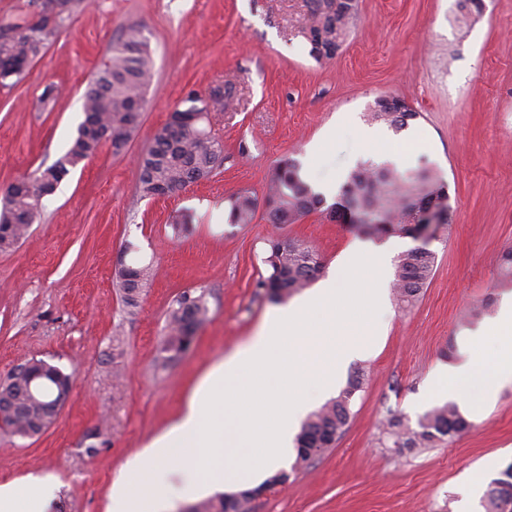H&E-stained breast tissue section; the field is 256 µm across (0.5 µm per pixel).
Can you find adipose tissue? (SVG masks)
I'll return each mask as SVG.
<instances>
[{"label": "adipose tissue", "instance_id": "ef3b65f1", "mask_svg": "<svg viewBox=\"0 0 512 512\" xmlns=\"http://www.w3.org/2000/svg\"><path fill=\"white\" fill-rule=\"evenodd\" d=\"M463 361L437 365L429 375L433 394L459 388L480 379L488 383L489 394L512 382V297L503 299L495 317L471 334ZM57 494V486L46 480L0 485V512H18L21 498L33 497L45 503Z\"/></svg>", "mask_w": 512, "mask_h": 512}]
</instances>
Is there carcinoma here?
<instances>
[{
	"label": "carcinoma",
	"instance_id": "obj_1",
	"mask_svg": "<svg viewBox=\"0 0 512 512\" xmlns=\"http://www.w3.org/2000/svg\"><path fill=\"white\" fill-rule=\"evenodd\" d=\"M57 11L48 13L33 8L18 19H0V85L21 76L41 57L59 34L64 18L79 7V0H54ZM355 15L340 14L333 23L310 25L302 36L310 44L311 54L319 45H341ZM155 76L153 53L142 35L141 27L131 25L112 42L110 55L97 70L83 97L84 118L68 150L53 164L37 169L33 175L16 180L8 194L0 199V252L12 251L29 233L43 197L52 194L70 169L97 154L106 144L112 153H122L138 128L146 106V93ZM200 99L189 90L175 108L172 120L155 134L151 145L139 157L138 192L142 198L173 195L187 186L209 179L224 165V144L219 137L199 123H175L173 119ZM419 113L407 106H385L375 100L368 119L396 130L415 120ZM448 197V185L433 168L424 166L401 171L392 164L363 161L350 171L340 187L338 201L330 214L342 207L356 218L354 226L367 236L410 234L411 207L428 197ZM323 204V197L301 174L300 163L293 158L280 160L266 177V221L278 232L267 240L264 265L267 274L256 282V294L282 303L310 287L323 267L318 251L307 243L282 232L284 225L296 224ZM228 222L250 224L257 211V198L249 191L239 192L228 200ZM133 251L129 246L119 260L116 288L127 313L140 305L143 289L149 281L151 263L126 260ZM436 254L420 253L411 248L399 255L395 266L394 288L399 305L410 308L432 278ZM209 319V306L202 291L185 290L178 294L166 313L168 333L161 346L163 364L178 361L193 346L198 331ZM25 375L0 377V406L4 427L21 438H31L37 424L52 403L55 391L70 385L71 375L42 365L31 358ZM41 382V398L33 400L27 393L29 378ZM363 374H357L340 395L312 412L297 437V457L293 468L308 467L345 432L351 417L350 401L362 386ZM394 444L415 448L436 441H450L466 432L470 423L457 403L449 401L426 412L413 428L401 417L388 420ZM252 490L230 497H210L194 504V512H246L245 504ZM481 506L483 512H512V488L490 483Z\"/></svg>",
	"mask_w": 512,
	"mask_h": 512
}]
</instances>
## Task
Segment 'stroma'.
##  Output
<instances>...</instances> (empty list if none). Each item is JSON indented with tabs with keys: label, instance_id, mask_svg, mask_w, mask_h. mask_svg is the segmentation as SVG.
Masks as SVG:
<instances>
[{
	"label": "stroma",
	"instance_id": "35a3bbf8",
	"mask_svg": "<svg viewBox=\"0 0 512 512\" xmlns=\"http://www.w3.org/2000/svg\"><path fill=\"white\" fill-rule=\"evenodd\" d=\"M312 21L306 0H87L22 80L0 85L1 193L68 149L87 84L126 26L141 27L155 61L125 151L107 145L71 169L26 238L0 253V376L32 357L72 376L67 403L43 433L23 439L0 428V485L49 477L61 485L58 512H110L123 467L264 320L270 303L255 284L273 227L259 217L229 223L228 199L243 190L264 197L269 170L285 157L333 189L324 208L286 227L318 251L325 273L360 237L326 211L359 162L429 163L448 184L449 224L429 242L436 267L415 306L402 312L385 292L379 344L341 373L344 384L364 374L345 433L250 512H458L472 483L488 487L512 464V384L488 403L481 383L457 390L471 427L452 442L399 449L385 432L389 413L413 424L438 406L427 378L436 363L461 359L478 326L465 312L482 301L494 313L508 291L500 265L512 250V0L479 9L470 0H358L330 60L309 53L301 31ZM218 85L234 98L211 114L223 166L174 195L141 198L140 155L189 90ZM381 96L405 99L417 119L398 133L369 123ZM362 128L377 133L371 145ZM401 142L411 143L409 154H395ZM184 211L194 229L180 236L171 219ZM130 244L155 268L132 315L114 286ZM188 289L207 291L211 319L164 369L166 312Z\"/></svg>",
	"mask_w": 512,
	"mask_h": 512
}]
</instances>
